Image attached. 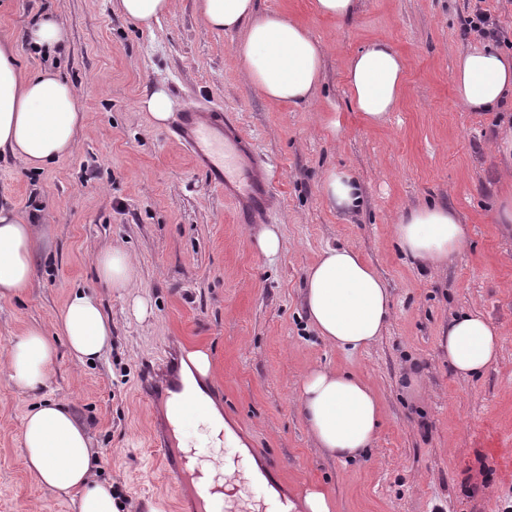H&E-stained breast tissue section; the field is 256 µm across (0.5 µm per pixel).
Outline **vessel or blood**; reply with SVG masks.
<instances>
[{
    "instance_id": "vessel-or-blood-1",
    "label": "vessel or blood",
    "mask_w": 512,
    "mask_h": 512,
    "mask_svg": "<svg viewBox=\"0 0 512 512\" xmlns=\"http://www.w3.org/2000/svg\"><path fill=\"white\" fill-rule=\"evenodd\" d=\"M169 134L189 150L196 168L205 172L210 184L234 201L239 223L263 220L275 199L273 182L265 174L267 161L227 114L198 104L187 106ZM166 368L164 381H142L141 393L149 404L169 405L171 418L162 421L158 429L165 466L181 480L188 512H207V500L226 495L227 489L197 466L193 452L180 449L173 423L184 417L189 407L180 362L168 359Z\"/></svg>"
}]
</instances>
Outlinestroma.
I'll use <instances>...</instances> for the list:
<instances>
[{
    "mask_svg": "<svg viewBox=\"0 0 512 512\" xmlns=\"http://www.w3.org/2000/svg\"><path fill=\"white\" fill-rule=\"evenodd\" d=\"M116 0H0V33L11 35L29 72L46 68L77 88L84 120L72 153L43 170L0 154V206L36 214L45 239L19 297L0 300V359L10 338L51 328L72 289L102 298L112 344L95 363L59 346L42 396L0 379V512H72L43 489L20 447L25 413L38 399L66 404L97 453L94 474L111 483L128 512H179L180 490L154 442L160 412L139 379L171 347L206 351L211 398L248 453L270 464L288 494L317 487L332 512H504L512 507V224L498 223L512 191V159L498 149L512 132V102L472 112L455 101L457 58L481 47L463 29L483 7L512 39V0H359L356 14L318 16L314 0H257L307 26L325 52L314 101L288 106L250 86L236 48L241 32L207 29L198 0L143 28ZM44 11L67 32L62 52L29 46L24 33ZM388 41L404 62L394 112L364 122L343 78L347 58ZM164 83L172 111L201 103L224 109L271 164V216L282 249H258L255 224L208 183L187 149L155 127L136 102ZM341 127L330 135L323 113ZM349 170L363 203L331 209L322 193L330 169ZM440 204L466 229V243L440 267L418 266L397 247L405 209ZM120 246L137 265L134 287H104L93 257ZM329 246L371 264L392 295L382 335L344 352L317 336L304 311L307 269ZM151 308L135 314L136 299ZM485 314L500 330L498 361L476 377L455 373L440 347L454 317ZM351 372L383 407L367 456L342 462L317 448L299 408L312 367Z\"/></svg>",
    "mask_w": 512,
    "mask_h": 512,
    "instance_id": "35a3bbf8",
    "label": "stroma"
}]
</instances>
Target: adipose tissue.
Returning a JSON list of instances; mask_svg holds the SVG:
<instances>
[{
	"label": "adipose tissue",
	"mask_w": 512,
	"mask_h": 512,
	"mask_svg": "<svg viewBox=\"0 0 512 512\" xmlns=\"http://www.w3.org/2000/svg\"><path fill=\"white\" fill-rule=\"evenodd\" d=\"M200 10L209 29L242 32L237 52L255 92L295 106L314 100L323 54L305 26L278 13H259L256 0H200ZM344 78L356 111L366 122L377 123L401 96L402 59L388 42L377 40L351 58ZM453 82L463 108L498 110L512 97V56L491 46L465 52L457 61ZM82 119L75 86L51 69L23 72L11 37L0 35V152L10 153L28 169H43L72 152ZM322 190L332 209L351 212L362 204L359 184L347 171H328ZM394 237L403 253L424 265L451 260L466 240L456 214L431 205L405 212L394 226ZM37 241L33 224L15 210L0 207V299L15 297L30 282ZM94 264L106 287H133L136 263L122 248L100 251ZM304 304L318 336L338 349L353 351L370 346L380 336L392 297L357 251L334 246L307 270ZM59 335L79 361L106 353L112 322L95 292L71 291L53 332L31 328L11 341L0 367L7 383L26 394L43 391L50 382ZM502 344L498 328L479 313L455 318L440 341L450 365L461 375L489 368ZM210 370L209 357L202 351L189 354L182 366L185 396L195 403L192 415L211 436L225 435L233 447H241V439L225 431L220 410L198 387ZM299 404L317 447L329 456L353 460L373 447L381 405L356 375L312 368L301 382ZM21 446L38 484L70 498L74 512H119L111 483L93 476L88 430L67 405L45 400L32 407L23 420Z\"/></svg>",
	"instance_id": "ef3b65f1"
}]
</instances>
